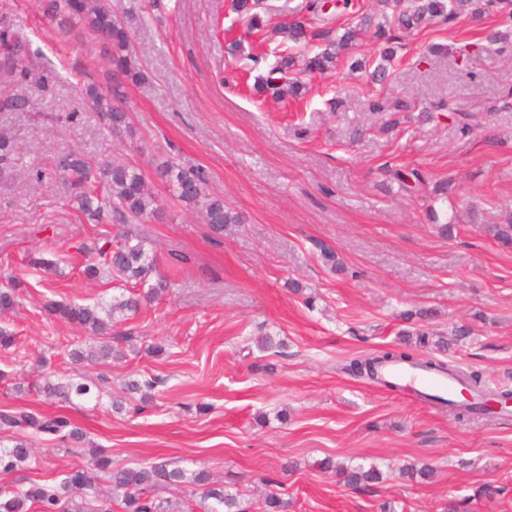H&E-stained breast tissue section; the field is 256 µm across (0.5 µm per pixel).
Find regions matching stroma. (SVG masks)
<instances>
[{
	"label": "stroma",
	"instance_id": "obj_1",
	"mask_svg": "<svg viewBox=\"0 0 512 512\" xmlns=\"http://www.w3.org/2000/svg\"><path fill=\"white\" fill-rule=\"evenodd\" d=\"M268 27L246 34L229 0H112L132 23L129 53L149 75L124 84L130 135L115 139L88 109L84 85L112 87L99 44L84 31L64 32L41 0H0L34 71L54 69L51 91L25 111L0 110V132L18 144L19 160L0 181V274L22 278L12 318L17 340L0 351V410L23 407L71 419L86 446L35 440L37 464L10 474L18 487L53 482L88 466V445L104 448L116 468L165 460L208 470L216 486L239 493L262 512L265 478L288 500V512H512V416L457 419L444 403L422 402L344 373L348 358L403 345L402 312L431 309L434 327H469L444 360L482 374L486 387L512 389V246L484 227L512 212V34L501 13L436 20L397 42L382 61L371 32L341 53L335 68L305 77L300 96L260 99L253 84L284 49L277 27L302 17L305 0H264ZM504 38L489 42L490 34ZM240 40L239 59L226 53ZM448 53L431 56L432 44ZM384 81L371 80L378 65ZM399 97L410 109L393 132L379 129L371 100ZM474 113L461 133L445 104ZM79 113L71 122L67 113ZM364 137L351 141L355 127ZM73 148L99 160L138 163L163 204L159 218L104 226L69 207L56 183L29 179ZM203 169L211 193L239 212L242 224L216 234L199 210L173 198L159 166L167 157ZM419 169L444 197L410 195L387 181L384 167ZM455 214L452 235L429 223L428 206ZM144 239L171 283L119 329L135 336L123 359L73 365L68 352L81 331L48 316L47 299L88 303L115 292L86 280L85 244L99 233ZM338 253L344 269L319 258ZM190 255L184 267L169 253ZM57 270L33 266L36 258ZM300 291H292L291 282ZM313 306H306L307 295ZM271 334L275 349L255 340ZM163 352L146 353L149 345ZM80 370L107 380L101 407L64 403L33 389L43 367ZM158 384L141 410L111 409L123 381ZM28 384L18 392L15 382ZM376 465L384 480L352 489L315 466L325 457ZM430 465L432 479L402 477ZM493 485V497L481 493Z\"/></svg>",
	"mask_w": 512,
	"mask_h": 512
}]
</instances>
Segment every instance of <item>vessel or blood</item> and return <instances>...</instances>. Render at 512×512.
I'll return each mask as SVG.
<instances>
[{"label":"vessel or blood","mask_w":512,"mask_h":512,"mask_svg":"<svg viewBox=\"0 0 512 512\" xmlns=\"http://www.w3.org/2000/svg\"><path fill=\"white\" fill-rule=\"evenodd\" d=\"M380 374L402 391L424 401L435 398L453 401L464 391L459 377L419 366L389 364L381 368Z\"/></svg>","instance_id":"1"}]
</instances>
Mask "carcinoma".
Here are the masks:
<instances>
[{"label": "carcinoma", "instance_id": "carcinoma-1", "mask_svg": "<svg viewBox=\"0 0 512 512\" xmlns=\"http://www.w3.org/2000/svg\"><path fill=\"white\" fill-rule=\"evenodd\" d=\"M385 8H393V14L381 13V22L375 25L373 36L382 41L381 58L386 60L394 53L390 43L397 39L395 32L417 29L436 19L446 20L455 15L470 13L479 15L491 7H500L505 17L512 21V11L507 0H381ZM44 12L59 25H78L87 30L108 53L113 71L133 84L146 82V74L136 67L128 54L131 27L112 13V0H45ZM263 4L259 0H231L230 10L237 15L247 32L261 30L265 19L259 14ZM305 10L315 20L330 24L333 16L351 12L357 14L361 7L355 0H335L332 8H326L324 0H306ZM333 29L327 27L315 33L302 21L288 25V37L307 51L303 72L323 73L336 65L339 52L352 44L356 30L346 29L343 34L332 37ZM315 37L325 39L324 48L315 51L309 42ZM29 53L26 45L12 34L10 26L0 27V107L8 110H24L30 99L15 93V87L31 82V70L26 66L22 54ZM295 74V56L282 52L276 56L266 80L255 84L259 94L299 96L304 83ZM84 97L104 120L109 135L120 139L130 131L129 115L122 107L120 85L103 91L95 84L84 87ZM406 104L395 101L389 107L372 105L381 113L390 111V117L381 124L384 132L392 130L398 120L392 118L402 112ZM16 154L14 142L0 135V169L11 166ZM386 175L407 192L419 193L426 187L427 179L417 169L388 168ZM162 174L166 178L170 195L188 207L202 206L205 222L215 233L224 232L232 224L242 223L239 213L224 204V199L207 193V181L198 169H186L168 159L162 163ZM55 179L68 195L69 203L96 224H127L157 216L161 211V200L148 188L143 170L125 158L103 163L82 151H71L62 155L55 165ZM486 232L504 244H512V221L504 224H489ZM83 249L95 254V259L83 270L88 280L96 281L104 276L122 286L133 285L142 289V294H120L110 301L94 304H77L48 300L44 308L54 318L81 328L94 344L88 349L81 347L70 351L71 359L80 364L86 359L120 358L121 343H130L133 337L127 334L112 335L120 323L136 314L141 302L166 293L170 283L160 274L157 259L149 253L143 241H133L130 236L117 234L96 238ZM20 296L12 277L0 288V350L11 349L16 342V333L4 317L19 305ZM407 342L402 347H392L358 356L343 364L342 370L355 377L388 386L379 377V368L393 362H403L423 367L441 369L460 376L471 389L486 396L482 375L475 371L463 372L454 364L440 359L420 358ZM156 388V380L144 377L131 379L124 384L130 394L139 395V401H148ZM45 394L62 402L75 399L100 405L102 392L98 385L80 373L54 375L43 378L40 386ZM0 429L17 434L13 444L0 443V469L17 471L36 462L30 438L60 440L76 443L83 439V432L72 426L67 418L46 416L24 410L0 412ZM91 466L70 471L54 484L32 482L26 488L0 485V512H185L180 501L157 498L154 491L162 487H176L193 496L202 491L206 499L214 500L207 512H246L240 496L224 489L210 487L209 473L203 469L188 470L173 467L166 461L132 466L112 471V457L101 448L90 449ZM324 472H334L351 488L370 487L380 482L381 472L371 465H345L326 457L317 462ZM112 478V502L116 509H100L99 475Z\"/></svg>", "mask_w": 512, "mask_h": 512}]
</instances>
